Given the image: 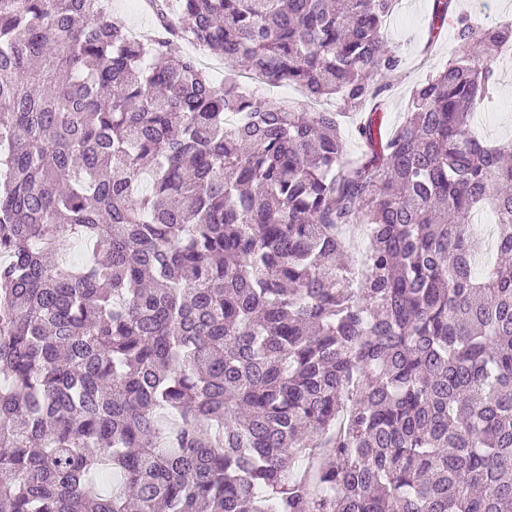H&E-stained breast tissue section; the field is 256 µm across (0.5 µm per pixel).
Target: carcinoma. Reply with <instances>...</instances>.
Wrapping results in <instances>:
<instances>
[{"instance_id": "cac0c4a2", "label": "carcinoma", "mask_w": 512, "mask_h": 512, "mask_svg": "<svg viewBox=\"0 0 512 512\" xmlns=\"http://www.w3.org/2000/svg\"><path fill=\"white\" fill-rule=\"evenodd\" d=\"M394 2L156 0L140 39L0 0V512H512V142L471 131L512 23L433 0L461 54L386 133ZM246 89L261 98H267L273 101H286L290 102L293 108L296 109H307L311 110L314 108H327L330 110H336V104H333L332 101L326 102L322 106H318L314 102L310 101V99L306 96L304 91L297 86L294 85H280V86H266L261 89H255L251 84L246 85ZM342 123V138L344 146V154L348 158H355L361 156L366 147L360 140L356 132V117L354 115H348Z\"/></svg>"}]
</instances>
